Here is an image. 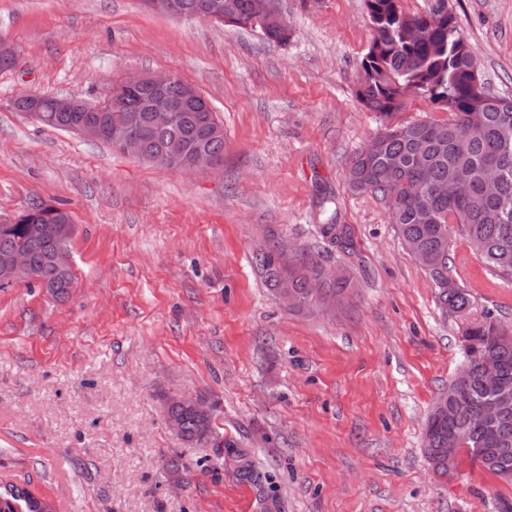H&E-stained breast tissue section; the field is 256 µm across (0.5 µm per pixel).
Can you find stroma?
I'll return each instance as SVG.
<instances>
[{"label":"stroma","mask_w":512,"mask_h":512,"mask_svg":"<svg viewBox=\"0 0 512 512\" xmlns=\"http://www.w3.org/2000/svg\"><path fill=\"white\" fill-rule=\"evenodd\" d=\"M287 44L143 0H0V216L67 210L64 299L0 288V477L57 512H500L505 481L423 452L467 326L512 327V283L459 227L448 237L466 315L442 313L380 195L349 189L384 127L360 102L364 0H282ZM487 91L512 98V0H448ZM177 73L224 127L221 174L191 176L17 112L24 91L102 101L138 72ZM349 225L353 248L322 235ZM270 239L350 280L335 310H288L254 253ZM193 393L220 438L247 448L260 486L223 449L181 440L167 397ZM181 456V485L163 462Z\"/></svg>","instance_id":"obj_1"}]
</instances>
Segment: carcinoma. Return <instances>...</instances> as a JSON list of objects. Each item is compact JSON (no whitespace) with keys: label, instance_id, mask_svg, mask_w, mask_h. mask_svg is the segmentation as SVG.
<instances>
[{"label":"carcinoma","instance_id":"obj_1","mask_svg":"<svg viewBox=\"0 0 512 512\" xmlns=\"http://www.w3.org/2000/svg\"><path fill=\"white\" fill-rule=\"evenodd\" d=\"M372 31L369 47L360 66L358 88L361 103L383 118L406 107L413 97L423 98L449 113L444 122L399 123L386 126L375 137V149L363 150L351 161L349 185L371 191L388 201L390 221L397 225L405 244L415 249L414 258L429 274L436 287V302L445 312L466 313L472 305L469 294L448 276V232L456 224L474 243L486 264L501 279L512 282V98L492 95L485 89L478 64L457 23H448V10L408 14L400 0H365ZM226 24L258 28L266 40L285 44L291 33L256 17L253 0H224ZM159 93L143 87L112 101V109L57 112L53 98L25 93L20 106L36 105L39 123L68 131L80 124L104 130L102 142L112 141L115 116L123 111L141 115L137 133L144 155L158 154L169 142L184 144L181 161L208 151L217 159L224 156V129L215 113L202 111L198 102L177 112H153ZM455 182L469 185L463 200L450 203L444 188ZM41 208L20 213L16 224H0V257L23 247L29 255L33 275L22 282L27 287L51 282L58 298L65 297L73 284L72 268L61 269L52 262L53 247L42 241L34 225L58 222L74 232L68 213L55 205L37 201ZM323 236L350 251L352 240L347 225L325 224ZM254 263L274 291L283 288L297 298L295 309L334 301L347 280L319 283L321 264L309 253L300 252L285 260L277 244L260 247ZM464 363L467 374L452 384L449 402L432 407L427 428L432 437L424 451L436 474L448 470V431L468 435L464 450L470 462L502 479H512V409L502 413L487 428L482 410L492 394L489 373L496 374L501 387L512 390V338L503 337L502 326L483 321L465 333ZM463 389L470 406L457 410L452 394ZM168 415L180 423V438L192 444L211 442L214 432L211 414L182 404L167 406ZM226 454L236 462V473L250 483H259L250 453L238 444L223 443ZM0 512H55L27 488L0 481Z\"/></svg>","mask_w":512,"mask_h":512}]
</instances>
